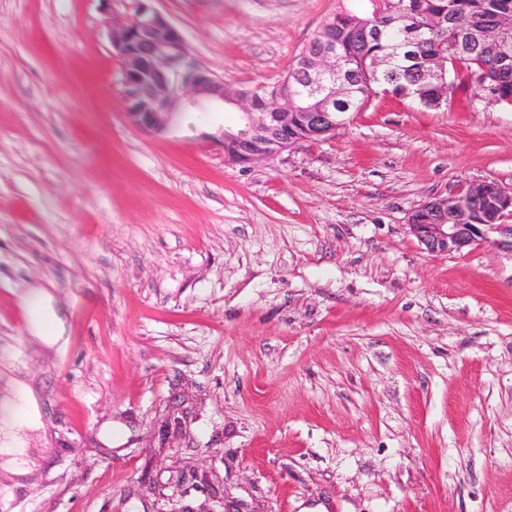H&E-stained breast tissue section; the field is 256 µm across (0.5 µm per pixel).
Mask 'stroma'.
I'll use <instances>...</instances> for the list:
<instances>
[{"mask_svg":"<svg viewBox=\"0 0 512 512\" xmlns=\"http://www.w3.org/2000/svg\"><path fill=\"white\" fill-rule=\"evenodd\" d=\"M138 0H0V512H512V252L431 254L421 204L512 188V106L379 93L325 140L224 158L241 110L150 133L112 29ZM232 88L370 0H153ZM51 297L54 343L24 299ZM31 392L41 426L21 427ZM191 417L176 447L171 402ZM213 488V489H214Z\"/></svg>","mask_w":512,"mask_h":512,"instance_id":"1","label":"stroma"}]
</instances>
